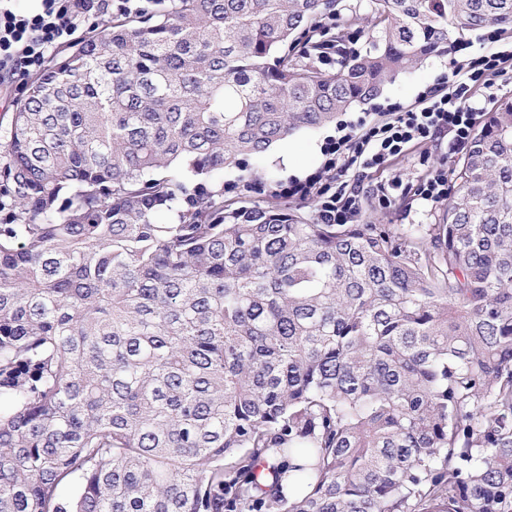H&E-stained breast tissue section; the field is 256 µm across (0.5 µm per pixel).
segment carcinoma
I'll return each instance as SVG.
<instances>
[{"label": "carcinoma", "mask_w": 512, "mask_h": 512, "mask_svg": "<svg viewBox=\"0 0 512 512\" xmlns=\"http://www.w3.org/2000/svg\"><path fill=\"white\" fill-rule=\"evenodd\" d=\"M369 8L334 71L336 0H148L31 79L0 156V512H512V99L436 224L311 222L249 163L512 27V0Z\"/></svg>", "instance_id": "obj_1"}]
</instances>
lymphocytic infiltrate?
<instances>
[{"label":"lymphocytic infiltrate","instance_id":"lymphocytic-infiltrate-1","mask_svg":"<svg viewBox=\"0 0 512 512\" xmlns=\"http://www.w3.org/2000/svg\"><path fill=\"white\" fill-rule=\"evenodd\" d=\"M39 2L37 12L23 13L14 9L12 0H0V82L42 67L51 49L71 41L82 18L107 7V0ZM502 61L498 52L471 59L447 77V92L430 88L415 106H391L385 123L370 124L361 118L346 123L339 137L327 141L321 170L290 181L289 196L314 203L320 223H359V192L351 182L352 172L381 168L413 144L444 133L452 136L449 153L464 150L483 111L471 90L478 83L493 88Z\"/></svg>","mask_w":512,"mask_h":512}]
</instances>
